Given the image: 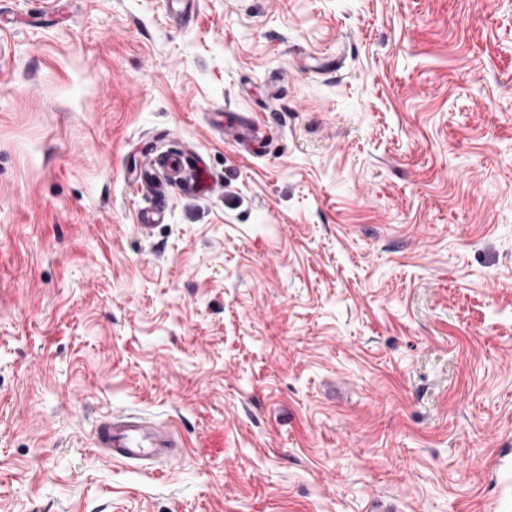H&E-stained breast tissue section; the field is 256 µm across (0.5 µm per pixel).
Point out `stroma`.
<instances>
[{"label":"stroma","instance_id":"stroma-1","mask_svg":"<svg viewBox=\"0 0 512 512\" xmlns=\"http://www.w3.org/2000/svg\"><path fill=\"white\" fill-rule=\"evenodd\" d=\"M0 40V512H490L512 0H0ZM185 146L212 191L138 229ZM122 411L180 461L101 454ZM219 131L224 140L245 150L254 149L261 132L251 121L243 118L239 121L226 120L218 122Z\"/></svg>","mask_w":512,"mask_h":512}]
</instances>
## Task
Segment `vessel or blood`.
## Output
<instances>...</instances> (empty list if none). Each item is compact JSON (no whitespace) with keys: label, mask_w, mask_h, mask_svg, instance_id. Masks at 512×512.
<instances>
[{"label":"vessel or blood","mask_w":512,"mask_h":512,"mask_svg":"<svg viewBox=\"0 0 512 512\" xmlns=\"http://www.w3.org/2000/svg\"><path fill=\"white\" fill-rule=\"evenodd\" d=\"M225 141L247 150L254 149L260 136L258 127L251 121L228 120L219 125ZM168 177V186L158 185L154 172H146L141 183L148 190L147 203L138 212L141 228L148 229L167 220L171 199L168 187L182 179L201 184L207 181L208 174L203 168L188 170L184 154L168 156L163 164ZM95 442L102 454L112 460L127 463H140L163 459L178 461L181 444L170 432L167 425L137 413L125 412L99 422ZM487 471L504 485L512 484V450L499 449L486 464Z\"/></svg>","instance_id":"1"}]
</instances>
